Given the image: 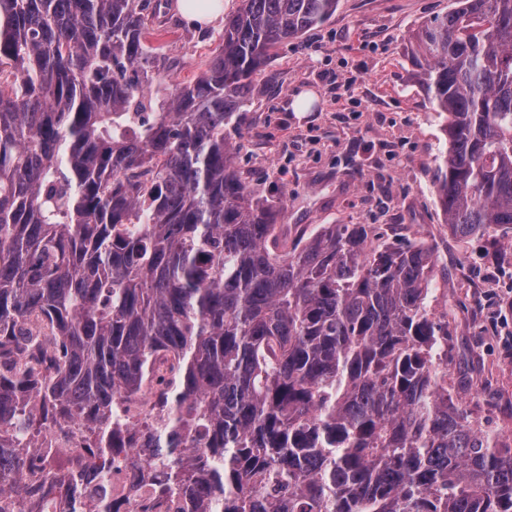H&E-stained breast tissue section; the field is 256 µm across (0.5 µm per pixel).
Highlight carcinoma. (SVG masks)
<instances>
[{
  "mask_svg": "<svg viewBox=\"0 0 512 512\" xmlns=\"http://www.w3.org/2000/svg\"><path fill=\"white\" fill-rule=\"evenodd\" d=\"M338 0H241L208 67L165 96L154 0H0V497L25 472L74 510L112 503V455L138 445L181 512H512V442L455 402L436 258L367 250L325 224L281 251L230 132L272 52ZM408 57L443 117L433 185L451 233L512 226V0H455ZM41 322L47 335L33 332ZM160 417L124 398L151 362ZM78 422L74 464L39 437Z\"/></svg>",
  "mask_w": 512,
  "mask_h": 512,
  "instance_id": "cac0c4a2",
  "label": "carcinoma"
}]
</instances>
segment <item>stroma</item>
Segmentation results:
<instances>
[{
    "mask_svg": "<svg viewBox=\"0 0 512 512\" xmlns=\"http://www.w3.org/2000/svg\"><path fill=\"white\" fill-rule=\"evenodd\" d=\"M454 0H339L335 14L280 47L249 97L250 124L234 135L236 164L271 199L288 242L324 224H373L379 249L403 239L434 249L429 297L447 320L454 400L488 430L512 432V229L463 242L450 234L432 186L442 120L412 74L406 48L426 19ZM223 22L189 26L162 6L151 41L170 64L166 86L193 81L215 54ZM350 82V91L341 83ZM308 96L310 108L293 104ZM472 267L463 279L462 262Z\"/></svg>",
    "mask_w": 512,
    "mask_h": 512,
    "instance_id": "1",
    "label": "stroma"
}]
</instances>
